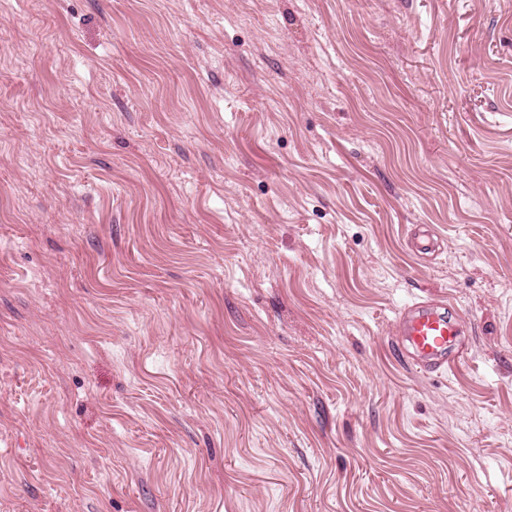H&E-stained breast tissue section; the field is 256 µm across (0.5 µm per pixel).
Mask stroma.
Returning a JSON list of instances; mask_svg holds the SVG:
<instances>
[{
	"label": "stroma",
	"mask_w": 512,
	"mask_h": 512,
	"mask_svg": "<svg viewBox=\"0 0 512 512\" xmlns=\"http://www.w3.org/2000/svg\"><path fill=\"white\" fill-rule=\"evenodd\" d=\"M0 512H512V0H0ZM442 301L419 302L404 310L395 325L404 351L421 371L431 372L460 360L461 318L445 312Z\"/></svg>",
	"instance_id": "1"
}]
</instances>
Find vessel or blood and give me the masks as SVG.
Segmentation results:
<instances>
[{
	"mask_svg": "<svg viewBox=\"0 0 512 512\" xmlns=\"http://www.w3.org/2000/svg\"><path fill=\"white\" fill-rule=\"evenodd\" d=\"M395 334L411 363L431 372L457 361L461 320L449 315L443 302H419L406 308Z\"/></svg>",
	"mask_w": 512,
	"mask_h": 512,
	"instance_id": "1",
	"label": "vessel or blood"
}]
</instances>
